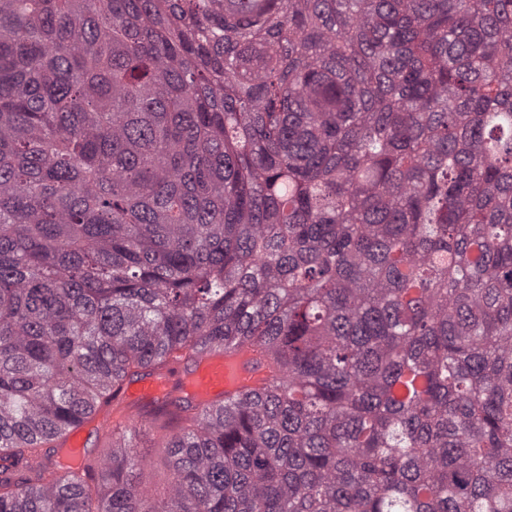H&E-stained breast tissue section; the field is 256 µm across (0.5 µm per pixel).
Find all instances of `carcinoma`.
Masks as SVG:
<instances>
[{
  "label": "carcinoma",
  "mask_w": 512,
  "mask_h": 512,
  "mask_svg": "<svg viewBox=\"0 0 512 512\" xmlns=\"http://www.w3.org/2000/svg\"><path fill=\"white\" fill-rule=\"evenodd\" d=\"M242 344L267 385L54 441ZM0 512H512V0H0Z\"/></svg>",
  "instance_id": "carcinoma-1"
}]
</instances>
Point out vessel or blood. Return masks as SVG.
Segmentation results:
<instances>
[{
	"mask_svg": "<svg viewBox=\"0 0 512 512\" xmlns=\"http://www.w3.org/2000/svg\"><path fill=\"white\" fill-rule=\"evenodd\" d=\"M251 357L252 352L246 346L232 354L211 351L192 365L173 363L162 371L125 382L114 404L96 409L83 425L60 438L62 454L71 456L74 461L86 462L87 436L100 440L127 430L144 431L143 411L174 399L213 409L242 392L261 390L266 374L250 368Z\"/></svg>",
	"mask_w": 512,
	"mask_h": 512,
	"instance_id": "vessel-or-blood-1",
	"label": "vessel or blood"
}]
</instances>
